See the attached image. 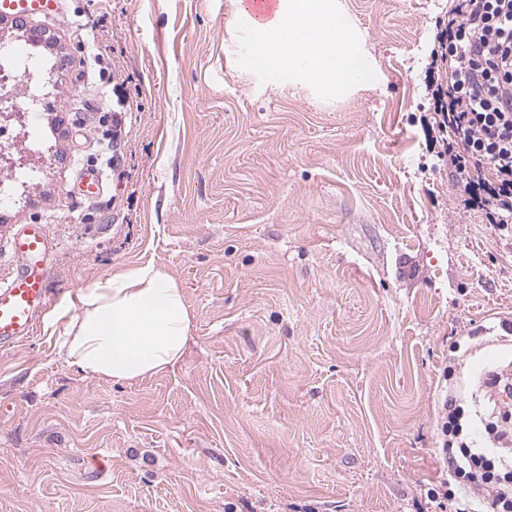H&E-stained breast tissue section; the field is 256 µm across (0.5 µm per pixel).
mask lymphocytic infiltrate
Segmentation results:
<instances>
[{
	"instance_id": "1",
	"label": "lymphocytic infiltrate",
	"mask_w": 512,
	"mask_h": 512,
	"mask_svg": "<svg viewBox=\"0 0 512 512\" xmlns=\"http://www.w3.org/2000/svg\"><path fill=\"white\" fill-rule=\"evenodd\" d=\"M443 86L434 92L444 154L466 194L499 230L512 229V0H457L440 40ZM462 413L449 403L442 425L445 490L427 498L451 499L457 484L487 495L492 512H512V465L462 441Z\"/></svg>"
}]
</instances>
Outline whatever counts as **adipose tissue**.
Wrapping results in <instances>:
<instances>
[{"label": "adipose tissue", "instance_id": "1", "mask_svg": "<svg viewBox=\"0 0 512 512\" xmlns=\"http://www.w3.org/2000/svg\"><path fill=\"white\" fill-rule=\"evenodd\" d=\"M250 68L271 83L309 82L336 94L373 82L374 73L336 0H280L273 20L251 23ZM183 288L148 263L78 289L50 314L71 365L115 382L133 383L174 367L192 327Z\"/></svg>", "mask_w": 512, "mask_h": 512}]
</instances>
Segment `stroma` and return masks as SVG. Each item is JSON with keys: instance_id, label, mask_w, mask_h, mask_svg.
Returning a JSON list of instances; mask_svg holds the SVG:
<instances>
[{"instance_id": "35a3bbf8", "label": "stroma", "mask_w": 512, "mask_h": 512, "mask_svg": "<svg viewBox=\"0 0 512 512\" xmlns=\"http://www.w3.org/2000/svg\"><path fill=\"white\" fill-rule=\"evenodd\" d=\"M376 72L336 97L239 64V0H65L0 22L50 82L38 145H0L41 177L0 201L11 241L41 224L54 303L148 262L193 314L180 362L132 384L70 365L38 324L0 347V512H441L443 405L501 415L512 368V236L464 208L433 112L454 0H339ZM110 35L112 87L77 77L81 24ZM122 134L94 201L101 116ZM458 359L456 385L445 371ZM103 184L101 173L94 168L85 169L78 179L81 194L87 200L98 198L103 192Z\"/></svg>"}]
</instances>
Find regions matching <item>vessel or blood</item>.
Masks as SVG:
<instances>
[{
	"instance_id": "b4317fda",
	"label": "vessel or blood",
	"mask_w": 512,
	"mask_h": 512,
	"mask_svg": "<svg viewBox=\"0 0 512 512\" xmlns=\"http://www.w3.org/2000/svg\"><path fill=\"white\" fill-rule=\"evenodd\" d=\"M60 0H0V16L29 19L55 13ZM104 180L93 168L85 169L78 185L85 199L93 200L103 192ZM52 250L44 228L27 224L15 235L12 252L17 270L0 283V346H13L27 340L35 320L49 301L44 269Z\"/></svg>"
}]
</instances>
